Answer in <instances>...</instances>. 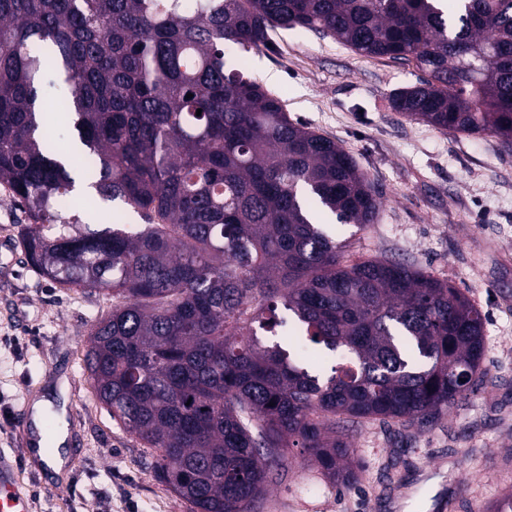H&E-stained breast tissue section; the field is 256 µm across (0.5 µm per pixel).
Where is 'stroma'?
Segmentation results:
<instances>
[{"label":"stroma","mask_w":512,"mask_h":512,"mask_svg":"<svg viewBox=\"0 0 512 512\" xmlns=\"http://www.w3.org/2000/svg\"><path fill=\"white\" fill-rule=\"evenodd\" d=\"M243 53L245 73L291 119L342 146L380 193L376 223L342 226L359 258L392 257L446 280L485 316L483 366L493 386L423 429L356 424L361 469L353 487L330 484L300 449L269 484L257 512H493L512 494V154L497 139L440 131L394 111L389 97L416 85L414 64L361 55L329 36L278 29ZM17 205H0V451L21 456L23 396L65 416L71 463L59 477L35 459L20 473L29 512H189L160 483L152 449L95 397L85 353L112 309L101 293L64 288L28 263ZM66 390H58V380Z\"/></svg>","instance_id":"1"}]
</instances>
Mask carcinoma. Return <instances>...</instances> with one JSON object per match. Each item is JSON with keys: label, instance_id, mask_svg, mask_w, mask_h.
Masks as SVG:
<instances>
[{"label": "carcinoma", "instance_id": "1", "mask_svg": "<svg viewBox=\"0 0 512 512\" xmlns=\"http://www.w3.org/2000/svg\"><path fill=\"white\" fill-rule=\"evenodd\" d=\"M276 28L414 63L425 77L395 111L512 153V0L452 15L441 0H0V184L27 215L25 254L112 295L86 353L96 397L191 512H251L268 460L299 446L349 487L347 423L426 427L487 376L468 296L352 260L320 222L374 224L379 193L228 53ZM50 69L69 89L59 112L40 97ZM60 125L78 174L52 145Z\"/></svg>", "mask_w": 512, "mask_h": 512}]
</instances>
